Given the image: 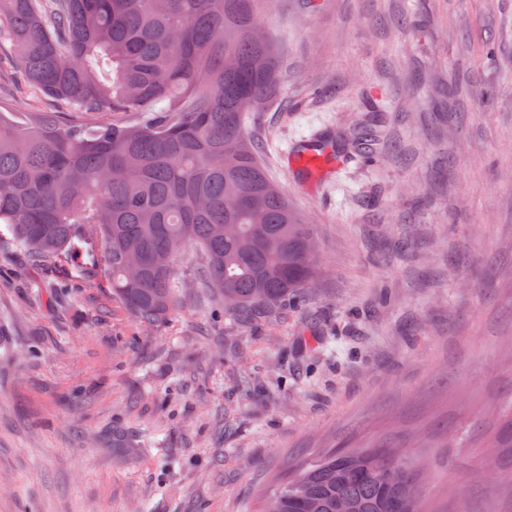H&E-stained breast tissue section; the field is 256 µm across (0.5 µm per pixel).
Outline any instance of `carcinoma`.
<instances>
[{
  "mask_svg": "<svg viewBox=\"0 0 512 512\" xmlns=\"http://www.w3.org/2000/svg\"><path fill=\"white\" fill-rule=\"evenodd\" d=\"M271 0H0V46L29 88L66 106L0 114V224L37 261L92 230L112 292L142 325L176 307L174 260L207 259L241 326L280 319L316 270L309 225L270 181L245 116L280 84L258 15ZM143 112L146 119L100 120ZM334 451L276 487L263 512H421L385 479L397 447Z\"/></svg>",
  "mask_w": 512,
  "mask_h": 512,
  "instance_id": "1",
  "label": "carcinoma"
}]
</instances>
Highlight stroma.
Segmentation results:
<instances>
[{
	"label": "stroma",
	"instance_id": "obj_1",
	"mask_svg": "<svg viewBox=\"0 0 512 512\" xmlns=\"http://www.w3.org/2000/svg\"><path fill=\"white\" fill-rule=\"evenodd\" d=\"M262 25L284 78L248 129L315 282L242 329L188 247L145 328L94 242L38 263L0 224V512H259L326 446L378 444L426 463L422 512H512V0H271Z\"/></svg>",
	"mask_w": 512,
	"mask_h": 512
}]
</instances>
